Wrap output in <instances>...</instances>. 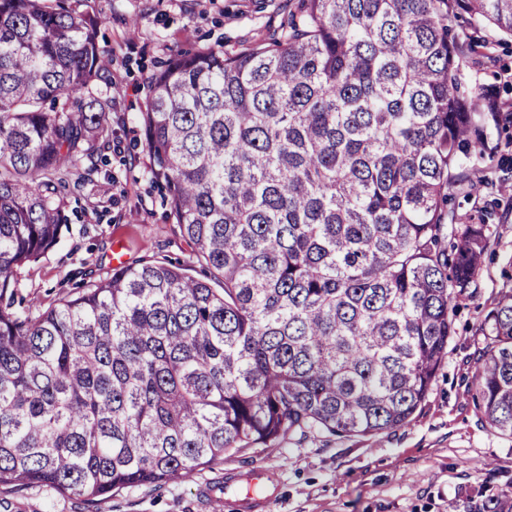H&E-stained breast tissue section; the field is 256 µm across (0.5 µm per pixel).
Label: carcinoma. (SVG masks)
Segmentation results:
<instances>
[{"mask_svg": "<svg viewBox=\"0 0 512 512\" xmlns=\"http://www.w3.org/2000/svg\"><path fill=\"white\" fill-rule=\"evenodd\" d=\"M460 12L512 36V0H295L272 39L175 56L140 113L149 174L222 287L147 255L33 315L17 274L110 148L111 59L66 0H0V485L92 505L411 419L495 237L448 206L493 189L501 122L476 42L448 40ZM481 333L476 396L512 438V292Z\"/></svg>", "mask_w": 512, "mask_h": 512, "instance_id": "carcinoma-1", "label": "carcinoma"}]
</instances>
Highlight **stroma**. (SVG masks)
Wrapping results in <instances>:
<instances>
[{
    "mask_svg": "<svg viewBox=\"0 0 512 512\" xmlns=\"http://www.w3.org/2000/svg\"><path fill=\"white\" fill-rule=\"evenodd\" d=\"M97 16L98 41L112 54V146L108 163L83 182L68 203L70 230L45 256L24 267L20 293L37 309L77 293L112 271V249L126 264L156 255L190 266L193 246L169 216L167 194L148 174L139 114L150 76L178 53L208 48L237 51L276 33L288 0H68ZM458 36L479 47L467 71L471 83L496 94L512 113V37L474 29L468 14L453 22ZM486 174L492 195L459 198L465 222L491 224L499 241L487 254L474 288L456 301L448 357L420 408L405 425L369 436L311 434L244 448L222 463L160 488L131 487L87 507L81 497L32 485L0 487V512H224L214 490L256 468L274 473L277 488L266 512H484L486 500L512 486V439L490 432L475 400L477 329L501 295L512 290V123Z\"/></svg>",
    "mask_w": 512,
    "mask_h": 512,
    "instance_id": "obj_1",
    "label": "stroma"
}]
</instances>
